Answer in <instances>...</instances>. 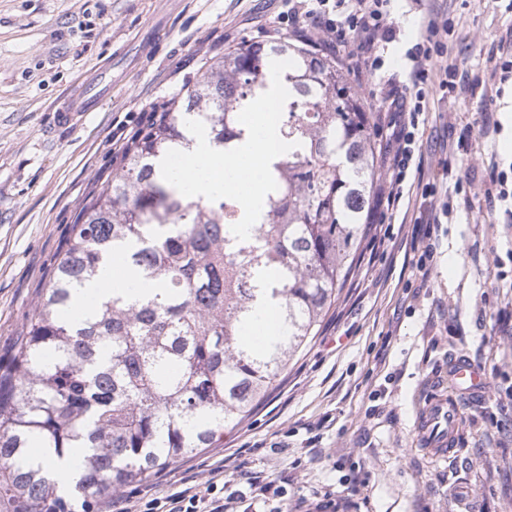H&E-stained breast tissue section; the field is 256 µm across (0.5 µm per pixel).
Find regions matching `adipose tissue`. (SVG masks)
<instances>
[{"label":"adipose tissue","mask_w":512,"mask_h":512,"mask_svg":"<svg viewBox=\"0 0 512 512\" xmlns=\"http://www.w3.org/2000/svg\"><path fill=\"white\" fill-rule=\"evenodd\" d=\"M252 121L257 133L238 144L234 159L224 160L215 152L207 137L202 135L197 138L192 153L184 163V171L189 175L186 189L193 195L207 196L224 190H240L246 220L237 225L234 232L241 237L251 235L253 221L260 215L267 190L261 162L271 152L284 149L276 130L266 122L262 113H253ZM133 285L129 276L118 275L114 267H106L96 280L79 288L75 300L78 318H87L95 303L111 295L113 288H130Z\"/></svg>","instance_id":"obj_1"}]
</instances>
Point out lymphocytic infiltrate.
Returning a JSON list of instances; mask_svg holds the SVG:
<instances>
[{"label":"lymphocytic infiltrate","mask_w":512,"mask_h":512,"mask_svg":"<svg viewBox=\"0 0 512 512\" xmlns=\"http://www.w3.org/2000/svg\"><path fill=\"white\" fill-rule=\"evenodd\" d=\"M288 24L309 27L311 33L326 38L329 47L344 51L357 62L360 75L383 85L387 82L384 55L393 40L395 29L391 17L392 0H287ZM450 22L428 19L423 33L407 49V63L401 72V95L383 97L382 108L391 111L393 120L389 160L382 173L378 204L384 213L398 210L410 172L420 169L421 156L416 153V131L424 112V89L438 85L453 90V64L442 70L443 79H436L435 59L448 54L447 35ZM281 496L275 481L261 480L244 471L236 455L224 459V480L205 481L203 487H187L180 491L155 493L140 498L137 504L117 498L106 512H230L233 504L245 502L246 490Z\"/></svg>","instance_id":"f902f5d3"}]
</instances>
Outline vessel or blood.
<instances>
[{"mask_svg": "<svg viewBox=\"0 0 512 512\" xmlns=\"http://www.w3.org/2000/svg\"><path fill=\"white\" fill-rule=\"evenodd\" d=\"M105 97L98 76H90L76 91L67 111L61 112L62 123H73L85 113L96 111ZM487 387L484 368L461 357L448 361L449 396L430 399L422 408L418 420L419 438L425 450L438 458L448 455L461 426V416L454 404L457 394L483 395Z\"/></svg>", "mask_w": 512, "mask_h": 512, "instance_id": "b4317fda", "label": "vessel or blood"}]
</instances>
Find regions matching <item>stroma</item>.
I'll return each instance as SVG.
<instances>
[{
    "mask_svg": "<svg viewBox=\"0 0 512 512\" xmlns=\"http://www.w3.org/2000/svg\"><path fill=\"white\" fill-rule=\"evenodd\" d=\"M285 0H0V356L14 348L77 215L112 179L154 106L182 96L206 60L253 38H279ZM387 65L401 71L423 21L449 19L455 90L426 94L422 171L384 243L359 260L321 328L268 395L216 447L160 471L170 493L204 482L240 453L247 471L284 479L289 502L336 492L341 512H512V212L485 195L512 168L504 124L512 78V0H394ZM112 91L79 123L57 114L93 69ZM489 126L482 136L480 126ZM459 184L445 224L419 223L422 186ZM430 236L428 278L415 243ZM489 373L461 400L453 451L431 459L416 417L448 360Z\"/></svg>",
    "mask_w": 512,
    "mask_h": 512,
    "instance_id": "obj_1",
    "label": "stroma"
}]
</instances>
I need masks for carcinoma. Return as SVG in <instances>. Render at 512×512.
<instances>
[{
  "instance_id": "cac0c4a2",
  "label": "carcinoma",
  "mask_w": 512,
  "mask_h": 512,
  "mask_svg": "<svg viewBox=\"0 0 512 512\" xmlns=\"http://www.w3.org/2000/svg\"><path fill=\"white\" fill-rule=\"evenodd\" d=\"M285 60L291 93L278 132L288 152L241 238L231 234L237 193L193 197L166 166L199 130L232 154L250 135L243 116L266 94L270 65ZM153 112L82 210L16 348L0 358V496L16 512H41L57 493L49 454L83 449L74 492L95 502L215 447L307 345L355 268L376 115L335 55L299 36L245 41ZM113 255L148 288L115 290L77 320L75 289ZM268 308L278 328L256 344L247 333Z\"/></svg>"
}]
</instances>
